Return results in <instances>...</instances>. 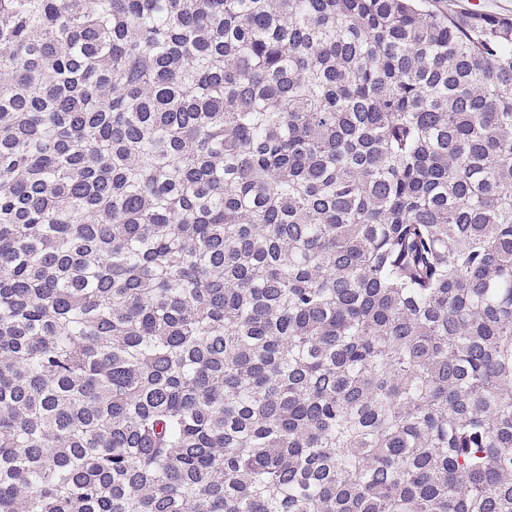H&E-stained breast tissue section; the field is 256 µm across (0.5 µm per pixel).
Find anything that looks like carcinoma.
Returning a JSON list of instances; mask_svg holds the SVG:
<instances>
[{
	"instance_id": "1",
	"label": "carcinoma",
	"mask_w": 512,
	"mask_h": 512,
	"mask_svg": "<svg viewBox=\"0 0 512 512\" xmlns=\"http://www.w3.org/2000/svg\"><path fill=\"white\" fill-rule=\"evenodd\" d=\"M0 0V512H512V18Z\"/></svg>"
}]
</instances>
